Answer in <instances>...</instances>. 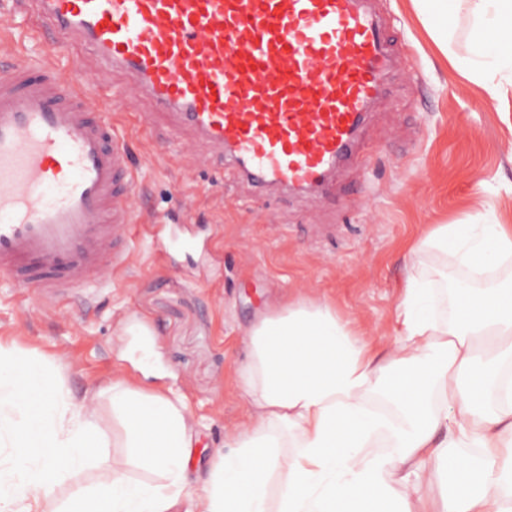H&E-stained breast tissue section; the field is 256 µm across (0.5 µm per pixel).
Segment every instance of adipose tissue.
<instances>
[{
    "label": "adipose tissue",
    "instance_id": "obj_1",
    "mask_svg": "<svg viewBox=\"0 0 512 512\" xmlns=\"http://www.w3.org/2000/svg\"><path fill=\"white\" fill-rule=\"evenodd\" d=\"M469 2L457 67L496 99L512 83V0ZM423 245L478 279L512 261V226L441 224ZM396 321L377 352L325 302L260 319L239 375L252 413L206 470L198 512H512V286L455 296L446 316L412 281ZM107 392L138 464L163 483L103 466L96 400L75 401L38 354L0 346V447L21 465L0 476V512L50 504L89 466L94 483L57 512H175L197 437L182 404L122 379ZM382 437L390 452H375ZM442 470L455 489L437 500Z\"/></svg>",
    "mask_w": 512,
    "mask_h": 512
}]
</instances>
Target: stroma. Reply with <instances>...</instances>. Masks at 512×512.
<instances>
[{
    "mask_svg": "<svg viewBox=\"0 0 512 512\" xmlns=\"http://www.w3.org/2000/svg\"><path fill=\"white\" fill-rule=\"evenodd\" d=\"M373 7L408 59L364 130L370 164L343 170L329 198L257 194L188 140L150 155L143 137L163 135L165 121L140 126L138 95L100 75L102 90L116 92L109 107L138 173V211L163 215L193 245L165 257L135 238L121 272L51 301L0 278V344L36 351L78 400L119 374L172 390L198 430L189 468L201 473L250 414L237 373L249 353L244 333L262 315L325 301L358 334L390 341L409 278L439 290L511 280L512 262L478 281L460 268L447 272L417 245L438 224L512 225V90L489 100L455 69L467 54L468 12L446 37L414 0ZM1 26L15 50L0 53V73L57 45L51 28L14 15L9 0H0ZM99 410L104 465L118 461L133 481L159 482L130 463L110 402L100 400Z\"/></svg>",
    "mask_w": 512,
    "mask_h": 512,
    "instance_id": "obj_1",
    "label": "stroma"
}]
</instances>
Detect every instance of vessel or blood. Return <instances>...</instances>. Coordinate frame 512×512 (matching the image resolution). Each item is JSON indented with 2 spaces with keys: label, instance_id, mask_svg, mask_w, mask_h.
Returning <instances> with one entry per match:
<instances>
[{
  "label": "vessel or blood",
  "instance_id": "1",
  "mask_svg": "<svg viewBox=\"0 0 512 512\" xmlns=\"http://www.w3.org/2000/svg\"><path fill=\"white\" fill-rule=\"evenodd\" d=\"M372 0H10L118 73L254 190L330 191L369 164L361 134L400 57ZM83 63L57 52L0 74V277L39 295L121 270L138 178ZM165 244L168 226H141Z\"/></svg>",
  "mask_w": 512,
  "mask_h": 512
}]
</instances>
